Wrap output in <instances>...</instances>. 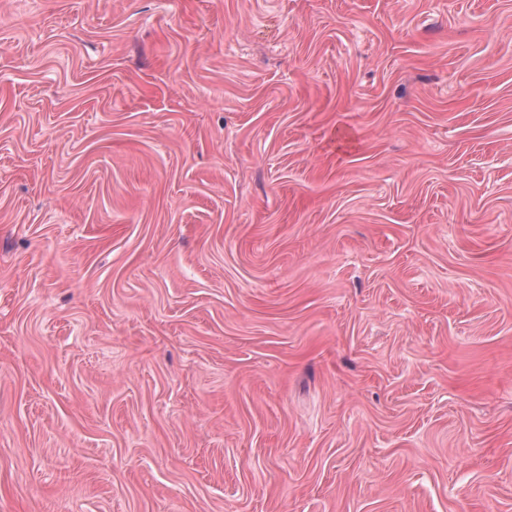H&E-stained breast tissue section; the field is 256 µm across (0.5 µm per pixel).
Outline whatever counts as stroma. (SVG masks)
I'll return each instance as SVG.
<instances>
[{"label": "stroma", "instance_id": "obj_1", "mask_svg": "<svg viewBox=\"0 0 512 512\" xmlns=\"http://www.w3.org/2000/svg\"><path fill=\"white\" fill-rule=\"evenodd\" d=\"M0 512H512V0H0Z\"/></svg>", "mask_w": 512, "mask_h": 512}]
</instances>
